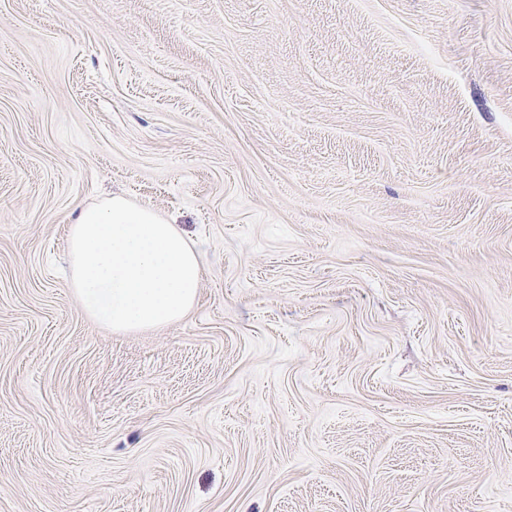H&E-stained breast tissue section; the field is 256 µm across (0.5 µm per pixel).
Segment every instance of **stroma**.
Here are the masks:
<instances>
[{
    "label": "stroma",
    "instance_id": "1",
    "mask_svg": "<svg viewBox=\"0 0 512 512\" xmlns=\"http://www.w3.org/2000/svg\"><path fill=\"white\" fill-rule=\"evenodd\" d=\"M115 194L181 321L84 314ZM0 512H512V0H0Z\"/></svg>",
    "mask_w": 512,
    "mask_h": 512
}]
</instances>
